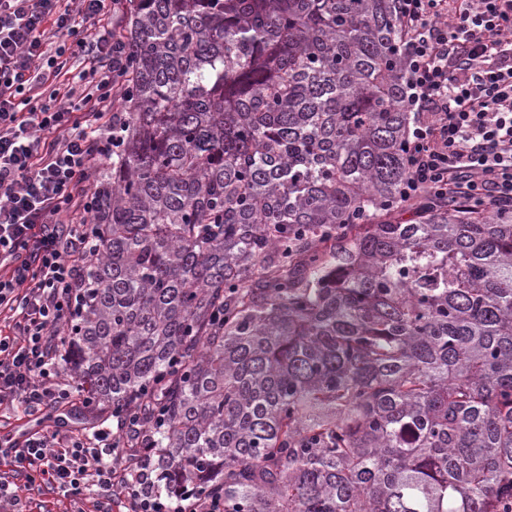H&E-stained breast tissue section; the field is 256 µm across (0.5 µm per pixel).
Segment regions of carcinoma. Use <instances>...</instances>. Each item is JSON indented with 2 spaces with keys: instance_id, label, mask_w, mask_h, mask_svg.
<instances>
[{
  "instance_id": "cac0c4a2",
  "label": "carcinoma",
  "mask_w": 512,
  "mask_h": 512,
  "mask_svg": "<svg viewBox=\"0 0 512 512\" xmlns=\"http://www.w3.org/2000/svg\"><path fill=\"white\" fill-rule=\"evenodd\" d=\"M397 0H120L65 367L224 512H512V209L404 222Z\"/></svg>"
}]
</instances>
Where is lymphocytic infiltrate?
Returning <instances> with one entry per match:
<instances>
[{
    "instance_id": "lymphocytic-infiltrate-1",
    "label": "lymphocytic infiltrate",
    "mask_w": 512,
    "mask_h": 512,
    "mask_svg": "<svg viewBox=\"0 0 512 512\" xmlns=\"http://www.w3.org/2000/svg\"><path fill=\"white\" fill-rule=\"evenodd\" d=\"M405 103L413 114L401 197L512 206V0H397ZM116 0H0V407L25 417L75 407L60 370L61 329L80 302L96 245L88 176L111 156L112 97L124 44L104 20ZM53 428L0 448V512L32 495L92 499L112 512H224L220 497H162L154 452L109 428Z\"/></svg>"
}]
</instances>
